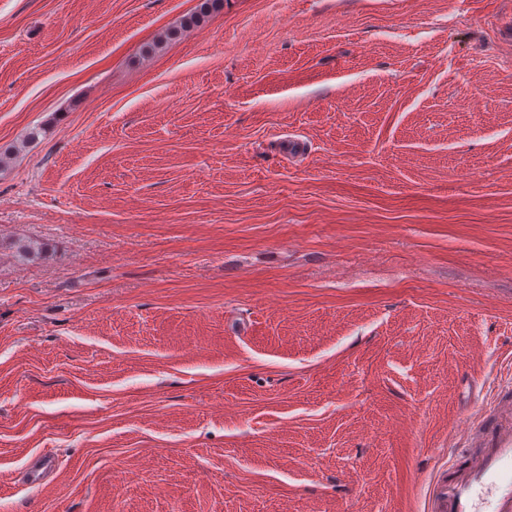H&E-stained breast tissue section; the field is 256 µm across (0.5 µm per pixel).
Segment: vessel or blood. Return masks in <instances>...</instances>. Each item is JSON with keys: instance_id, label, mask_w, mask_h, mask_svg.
I'll list each match as a JSON object with an SVG mask.
<instances>
[{"instance_id": "1", "label": "vessel or blood", "mask_w": 512, "mask_h": 512, "mask_svg": "<svg viewBox=\"0 0 512 512\" xmlns=\"http://www.w3.org/2000/svg\"><path fill=\"white\" fill-rule=\"evenodd\" d=\"M479 448L429 490L428 512H512V401L478 422Z\"/></svg>"}]
</instances>
